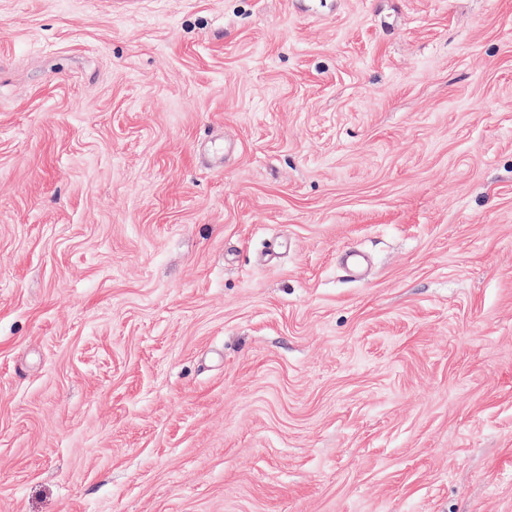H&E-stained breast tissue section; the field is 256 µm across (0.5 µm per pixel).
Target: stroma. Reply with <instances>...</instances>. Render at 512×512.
Segmentation results:
<instances>
[{"mask_svg":"<svg viewBox=\"0 0 512 512\" xmlns=\"http://www.w3.org/2000/svg\"><path fill=\"white\" fill-rule=\"evenodd\" d=\"M0 512H512V0H0Z\"/></svg>","mask_w":512,"mask_h":512,"instance_id":"1","label":"stroma"}]
</instances>
